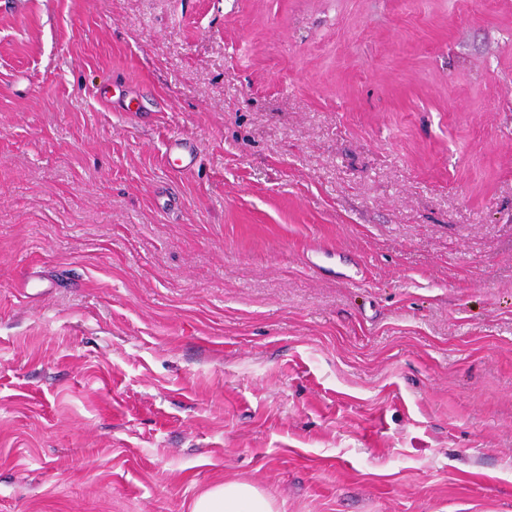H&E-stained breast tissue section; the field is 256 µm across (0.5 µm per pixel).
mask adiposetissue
<instances>
[{"label":"adipose tissue","mask_w":512,"mask_h":512,"mask_svg":"<svg viewBox=\"0 0 512 512\" xmlns=\"http://www.w3.org/2000/svg\"><path fill=\"white\" fill-rule=\"evenodd\" d=\"M190 512H278V509L273 498L257 486L227 480L199 493Z\"/></svg>","instance_id":"1"}]
</instances>
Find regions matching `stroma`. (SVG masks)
Returning a JSON list of instances; mask_svg holds the SVG:
<instances>
[{
	"mask_svg": "<svg viewBox=\"0 0 512 512\" xmlns=\"http://www.w3.org/2000/svg\"><path fill=\"white\" fill-rule=\"evenodd\" d=\"M224 479L512 512V0H0V512Z\"/></svg>",
	"mask_w": 512,
	"mask_h": 512,
	"instance_id": "35a3bbf8",
	"label": "stroma"
}]
</instances>
